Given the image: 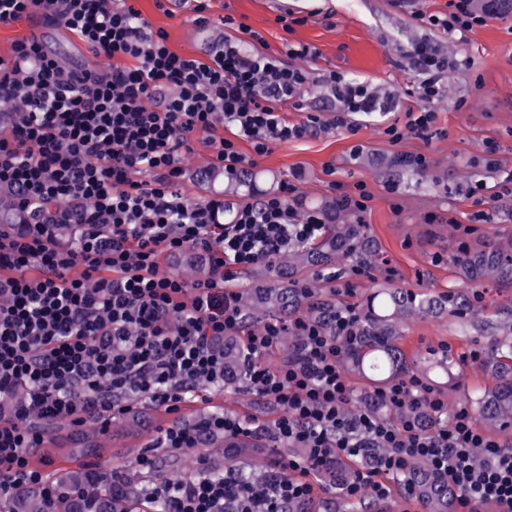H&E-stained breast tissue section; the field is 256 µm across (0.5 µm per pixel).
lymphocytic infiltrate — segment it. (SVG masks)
<instances>
[{"instance_id": "lymphocytic-infiltrate-1", "label": "lymphocytic infiltrate", "mask_w": 512, "mask_h": 512, "mask_svg": "<svg viewBox=\"0 0 512 512\" xmlns=\"http://www.w3.org/2000/svg\"><path fill=\"white\" fill-rule=\"evenodd\" d=\"M448 14L417 13L428 26L466 35L486 25L472 0H450ZM76 34L100 66L69 67L37 39L16 41L0 58V189L21 227L0 224V501L22 490L54 502L57 490L31 462L60 419L108 431L145 399L174 419L155 445L183 450L215 436L271 432L294 448L273 458L265 476L215 479L207 460L193 474L156 487L169 512H284L314 501L320 477L348 462L339 485L349 502H383L416 462L457 490L452 512L492 504L512 512V444L478 428L467 408L448 402L422 379L401 377L375 388L353 411L354 387L342 368L358 341L354 304L341 306L333 333L302 315L253 329L245 322L238 273L315 241L323 218L300 212L295 187L242 205L225 218L215 197L189 201L180 185L182 154L216 126L214 167L238 175L254 154L299 139L320 117L288 121L282 105L298 101L306 82L292 59L306 45L277 56L249 49L258 32L232 17L240 39L225 41L204 61L173 51L128 0H0V25L22 18ZM409 57L420 72L424 107L407 110L404 126L385 133L429 140L450 64L435 46L416 44ZM329 126L355 131L353 114L373 111L375 96L361 83L329 74ZM70 239H62V228ZM192 249L211 275L194 283L166 271L167 255ZM243 337L244 375L279 408L272 425L224 410L196 423L179 419L182 406L224 386V339ZM298 345L276 366L265 356L284 336Z\"/></svg>"}]
</instances>
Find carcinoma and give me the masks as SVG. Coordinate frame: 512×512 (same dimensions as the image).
Segmentation results:
<instances>
[{
    "label": "carcinoma",
    "mask_w": 512,
    "mask_h": 512,
    "mask_svg": "<svg viewBox=\"0 0 512 512\" xmlns=\"http://www.w3.org/2000/svg\"><path fill=\"white\" fill-rule=\"evenodd\" d=\"M378 247L365 224H327L323 235L315 242L302 245L288 253V263L300 268L347 263L359 267L375 260ZM458 277L467 285L493 282L502 288H512V234L501 238L491 250L473 249L450 259ZM264 275L272 281L254 297L241 300L247 319L258 313L286 315L306 306V315L332 329L339 303L313 300L307 287L294 281H278L279 268L264 265ZM454 307L468 311L463 295H432L414 292L392 282L373 291L359 314L357 335L359 344L347 357L352 371L364 378L383 381L408 369L407 357L397 344L400 328L415 316H428ZM499 328L505 337L498 341L494 374L497 382L477 401L478 415L489 426L512 423V315L504 316ZM451 362L441 356L426 361L424 374L437 379L448 375ZM59 498L53 512H168L162 498H151L148 489H127L122 500L112 498V475L89 465L77 470L65 469L57 477ZM414 491L428 512H449L452 493L448 486L436 480L422 466L414 473ZM14 512H46L43 499L34 490L19 493L14 500Z\"/></svg>",
    "instance_id": "1"
}]
</instances>
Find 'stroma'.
Here are the masks:
<instances>
[{
    "label": "stroma",
    "mask_w": 512,
    "mask_h": 512,
    "mask_svg": "<svg viewBox=\"0 0 512 512\" xmlns=\"http://www.w3.org/2000/svg\"><path fill=\"white\" fill-rule=\"evenodd\" d=\"M134 5L153 29L166 31L170 48L179 53L204 58L224 39L236 38V31L224 25L228 14L263 36L260 52L280 53L287 41L315 49V59L300 63L308 80L299 107L284 109L290 121H301L310 113L323 115L330 96L322 78L332 72L398 102V109L390 112L354 115L357 133L321 127L304 138L275 146L251 167L260 176L259 196L287 181L296 186L304 211L318 210L323 201L338 198L333 182H341L349 191L356 183L365 184L372 196L367 227L379 247L381 263L368 267L360 277L342 273L341 279L354 285L352 303H361L387 280L415 291H463L452 265L434 262V254L446 257L464 248L490 247L497 243L501 231L512 232V196L500 200L494 223L476 224L473 215L485 208L487 199L466 194L472 182L492 184L512 175V14L493 16L460 39L412 16L419 9L448 13L449 0H211L210 21L204 26L195 21L192 0H187L184 12L178 14L158 10L154 0H135ZM287 12L302 20L290 33L277 22L278 16ZM24 37L41 40L67 65L93 67L98 63L75 34L28 21L0 25V57H8L13 43ZM421 41L447 53L458 68L446 81L445 97L433 105L436 136L427 141L408 136L395 144L385 135V128L404 124L406 108L421 104L420 76L408 59L413 46ZM489 142L495 144V153L486 151ZM403 153L426 154L431 160L429 169L414 172L402 168L397 158ZM211 157V148L202 143L183 156L185 195L200 201L222 194L233 205L245 204V197L225 194L223 180H212ZM483 291L484 299L470 326H463L454 313L418 317L405 323L398 338L409 361L417 365L441 352L449 353L452 372L433 387L452 409L465 405L467 395L489 384L483 361L492 356L494 345L487 325L503 309L512 307V288L490 282ZM474 349L481 351L480 361L469 358ZM206 395L207 402L183 407L184 421L195 422L211 407L254 417L267 425L279 414L244 378L236 387L210 389ZM135 409L149 414L148 428H134L121 417L107 433L89 429V436L102 449L95 459L99 469L129 473L136 476L138 486L151 487L191 473V462L197 457L222 460L233 455L218 436L202 447L177 451L179 469L157 467L143 473L138 465L142 454L149 452L157 459L167 454L152 442L170 416L164 408L148 402L136 404ZM78 433V427L68 420L53 423L47 447L32 459L34 466L44 467L49 477H56L59 470L67 468L63 451Z\"/></svg>",
    "instance_id": "35a3bbf8"
}]
</instances>
